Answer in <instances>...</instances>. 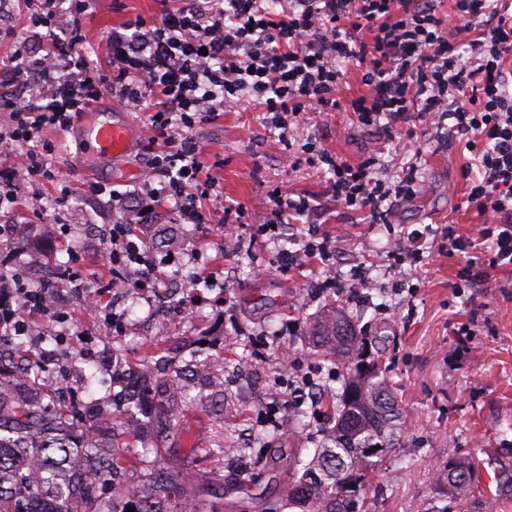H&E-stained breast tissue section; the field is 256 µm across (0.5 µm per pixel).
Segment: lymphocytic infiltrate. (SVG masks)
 <instances>
[{
    "mask_svg": "<svg viewBox=\"0 0 512 512\" xmlns=\"http://www.w3.org/2000/svg\"><path fill=\"white\" fill-rule=\"evenodd\" d=\"M157 2L155 21L138 16L113 34L107 67L80 49L91 0H69L66 35L57 34L50 17L41 18L45 53L16 50L14 77L39 89L20 100L0 97V112L9 115L0 131V209L18 201L6 161L19 149L26 152L27 178L55 186V209L68 206L72 191L50 163L55 146L43 131L71 127L77 113L108 95L151 111L156 151L137 192L145 201L141 223H149L152 203L161 201L181 224L241 223L242 207L205 208L217 186L192 129L246 97L261 103L280 130L305 112L338 110L344 64L353 60L366 88L348 104L358 123L410 141L416 124L446 125L473 156L466 204L484 221L465 233L449 225L440 245L456 258L461 287L486 282L488 268L512 267V8L504 0H451L445 13L437 0H290L282 12L269 0H210L206 7L181 0L175 8ZM463 43L471 51L466 64L457 54ZM305 151L330 173L332 200L374 222L384 202L420 185L412 166L388 181L379 158L353 165L314 142ZM483 242L492 250L485 265L473 256ZM101 258L112 269L140 266L133 287L141 293L156 286L169 264L131 240L121 223L113 225ZM12 262V254H0V334L22 330L33 313L69 321L68 312L50 311L41 289L30 287Z\"/></svg>",
    "mask_w": 512,
    "mask_h": 512,
    "instance_id": "f902f5d3",
    "label": "lymphocytic infiltrate"
}]
</instances>
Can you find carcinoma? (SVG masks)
<instances>
[{
  "mask_svg": "<svg viewBox=\"0 0 512 512\" xmlns=\"http://www.w3.org/2000/svg\"><path fill=\"white\" fill-rule=\"evenodd\" d=\"M300 336L314 355L339 370L341 387L327 388L321 404L329 410L330 426L320 429L310 445L297 448L290 458L291 477L282 494L270 501L265 512H358L356 503L379 472L381 462L394 448L404 445L406 417L382 375L379 363H359L367 337L357 333L352 316L329 306L308 320ZM39 385L32 376L21 379L0 368V512H70L69 500L77 484L69 473V461L77 448L102 460L109 458L106 476L126 472L120 457L106 443V454L89 439V430L75 424L76 411H61L52 404L34 403L14 392L5 396L4 385ZM158 411L170 429L177 426L175 400L158 403ZM41 463L39 482L28 480L30 461ZM454 470L435 474V503L427 512H465L476 504L474 464L453 462ZM188 498L167 472L156 467L133 484V495L106 512H183Z\"/></svg>",
  "mask_w": 512,
  "mask_h": 512,
  "instance_id": "obj_1",
  "label": "carcinoma"
}]
</instances>
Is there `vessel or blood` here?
<instances>
[{
    "label": "vessel or blood",
    "mask_w": 512,
    "mask_h": 512,
    "mask_svg": "<svg viewBox=\"0 0 512 512\" xmlns=\"http://www.w3.org/2000/svg\"><path fill=\"white\" fill-rule=\"evenodd\" d=\"M73 124L85 145V157L104 161L125 155L132 141V127L113 120L111 113L90 108L76 114Z\"/></svg>",
    "instance_id": "1"
}]
</instances>
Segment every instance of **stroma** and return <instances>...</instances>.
Wrapping results in <instances>:
<instances>
[{
	"instance_id": "1",
	"label": "stroma",
	"mask_w": 512,
	"mask_h": 512,
	"mask_svg": "<svg viewBox=\"0 0 512 512\" xmlns=\"http://www.w3.org/2000/svg\"><path fill=\"white\" fill-rule=\"evenodd\" d=\"M40 8L39 0H8L7 11L0 13V58L20 47L41 49L39 31L32 25ZM92 11L80 49L103 65L113 31L138 15L155 18L156 2L93 0ZM101 104L130 120L136 133L124 156L97 164L94 178L121 192L137 189L149 158L148 114L127 110L108 97ZM192 135L214 164L211 174L223 190L224 203L242 207L246 218L261 215L275 189L294 199L309 196L320 210L313 218L292 219L275 233L246 241L248 258L243 261L227 252L219 231L175 223L169 205L160 204L151 227L152 248L165 253L164 243L173 237L185 253L181 266L163 268L160 281L175 282L197 296L198 305L169 335L158 336L146 298L129 294L120 309L122 354L134 372L147 359L148 345L167 352L179 338L182 352L228 364L245 360L250 371L236 379L223 408L193 395L179 403L173 430L149 409L110 403L106 380L93 363L88 366L93 379L67 383L65 392L53 395V403L69 405V393H78L91 423H103L115 443L135 455L137 464L128 479L139 478L160 461L180 473L193 492L207 488L209 477L232 475V467L206 454L218 433L232 435L250 454V493L228 488L217 502L224 512H260L259 500L275 495L288 481L289 450L321 427L310 418L301 428L283 423L267 429L264 411L275 407L286 415L294 402L279 370V351L292 347L304 364L319 366V359L297 342V328L334 303L365 330L408 419V444L384 459L375 488L364 495L365 512H425L436 495L434 470L459 457L481 462L476 496L494 501V512H512V494L498 491L496 480L497 474L512 473V271L491 270L481 288H454L457 263L437 252L433 238L441 225L454 222L465 228L482 221L463 206V169L472 160L463 144L448 130L421 125L420 151L414 154L404 141L384 140L379 128L361 125L345 111L309 113L303 122L290 124L283 142L262 106L252 100L198 125ZM43 136L58 148L55 159L73 198L64 210L55 211L49 205L52 185L20 177L17 205L0 212V222L18 227L16 263L31 280L50 271L61 276L75 251L84 259V282H109L111 272L100 265L104 238L112 224L129 222L133 214L124 205L90 197L79 174L85 159L74 129H47ZM313 140L354 165L378 156L391 179L401 175L404 163L415 164L421 186L413 197L386 203L383 223H367L364 215L332 204L326 168L305 161L292 170L285 165V153L300 154ZM418 230L426 234L419 263L394 264L388 257L393 244ZM314 231L331 237L329 264L341 282L353 283L363 266L372 273V304L322 287L318 264L279 270L283 251L302 250ZM205 270L217 286L200 287Z\"/></svg>"
}]
</instances>
